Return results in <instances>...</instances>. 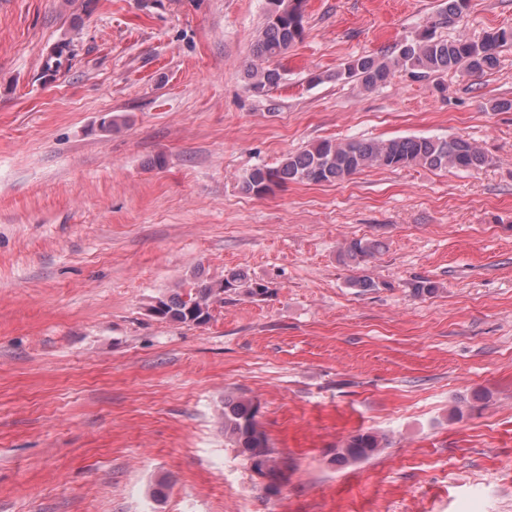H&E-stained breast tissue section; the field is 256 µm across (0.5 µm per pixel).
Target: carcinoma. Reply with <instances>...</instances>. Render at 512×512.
<instances>
[{"instance_id": "1", "label": "carcinoma", "mask_w": 512, "mask_h": 512, "mask_svg": "<svg viewBox=\"0 0 512 512\" xmlns=\"http://www.w3.org/2000/svg\"><path fill=\"white\" fill-rule=\"evenodd\" d=\"M304 0H267V9L251 60L244 66L243 79L248 90L263 93L282 80L278 60L305 33ZM469 0H445L444 8L428 18L416 35L396 45L388 55L353 56L328 78L355 81L366 90L385 86L400 71L417 78L444 72L482 76L496 66L501 48L512 45V28H500L474 40L444 39L437 30L464 20ZM70 43H63L45 61V69L59 71L70 62ZM488 154L463 136L395 137L335 141L324 139L286 155L276 167L256 166L242 179V189L264 196L288 183H340L369 168L400 169L424 167L432 170H478L489 165ZM383 248L378 241L353 239L346 243L342 256L363 266ZM235 290L248 298L269 295L270 287L241 271H231L219 281L197 279L187 292H174L152 306L159 318L178 324L205 325L212 308L224 300V293ZM224 436L251 461L253 469L262 467L274 473L277 464L269 439L258 420V406L242 398L224 401ZM383 447V439L371 432L358 433L336 450L335 461L367 458Z\"/></svg>"}]
</instances>
